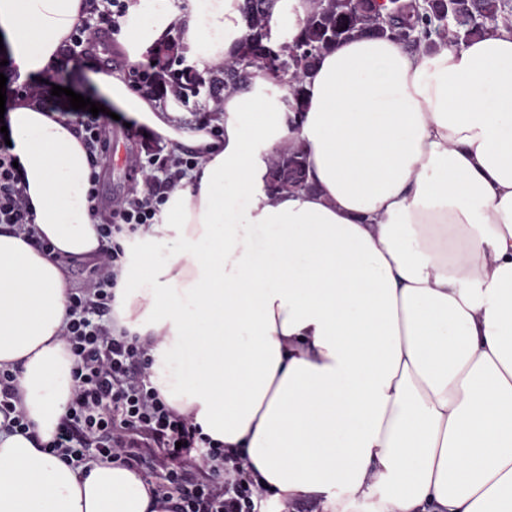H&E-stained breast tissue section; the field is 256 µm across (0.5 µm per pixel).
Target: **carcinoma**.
<instances>
[{"mask_svg":"<svg viewBox=\"0 0 512 512\" xmlns=\"http://www.w3.org/2000/svg\"><path fill=\"white\" fill-rule=\"evenodd\" d=\"M277 0H247L249 33L234 62L221 71H203L180 66L183 35L151 51L157 80L149 92L182 105L197 104L201 95L216 103L226 92L239 90L247 69L257 67L287 84L303 110L302 77L311 71L321 54L341 40L363 33L391 35L410 50L433 49L447 42L458 43L488 31L487 21L512 22L509 0H313L311 12L292 45L283 48L271 41L270 20ZM305 155L300 147L277 153L270 164L269 191L307 190Z\"/></svg>","mask_w":512,"mask_h":512,"instance_id":"1","label":"carcinoma"}]
</instances>
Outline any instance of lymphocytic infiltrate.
Instances as JSON below:
<instances>
[{"label":"lymphocytic infiltrate","mask_w":512,"mask_h":512,"mask_svg":"<svg viewBox=\"0 0 512 512\" xmlns=\"http://www.w3.org/2000/svg\"><path fill=\"white\" fill-rule=\"evenodd\" d=\"M125 0H86L85 17L70 36L68 53L78 56L95 38L112 33ZM75 134L89 153L92 172L87 198L100 203L98 169L111 152L107 114L78 112ZM14 155L0 138V231L31 233L33 209ZM196 165L195 152L164 154L148 144L137 173L141 188L112 201L110 219L98 226L103 247L88 287L68 292V319L61 336L77 361L75 386L66 414L48 446L78 466L117 460L153 478L157 512H264L268 496L250 475L246 457L204 434L190 414L170 406L148 382L152 338L112 324L118 273L126 261L121 244L156 223L169 195ZM18 373L0 369V425L11 433L29 424L15 404Z\"/></svg>","instance_id":"obj_1"}]
</instances>
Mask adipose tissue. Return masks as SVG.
Here are the masks:
<instances>
[{"label":"adipose tissue","instance_id":"1","mask_svg":"<svg viewBox=\"0 0 512 512\" xmlns=\"http://www.w3.org/2000/svg\"><path fill=\"white\" fill-rule=\"evenodd\" d=\"M312 0H277L276 42ZM245 0H126L127 63L175 29L198 70L232 63ZM84 0H0L20 77L67 60ZM102 96L193 171L157 223L127 242L118 327L154 337L149 381L204 434L245 453L277 505L320 512H512V28L437 50L361 36L304 80L306 108L255 69L224 96L214 140L173 98L123 71ZM13 153L51 258L0 232V369L37 434L0 430V512H149L121 463L75 467L44 450L74 389L60 336L62 256L96 255L88 151L71 118L30 101L9 113ZM303 147L312 191L270 195L273 156ZM202 358L192 378L178 360Z\"/></svg>","mask_w":512,"mask_h":512}]
</instances>
